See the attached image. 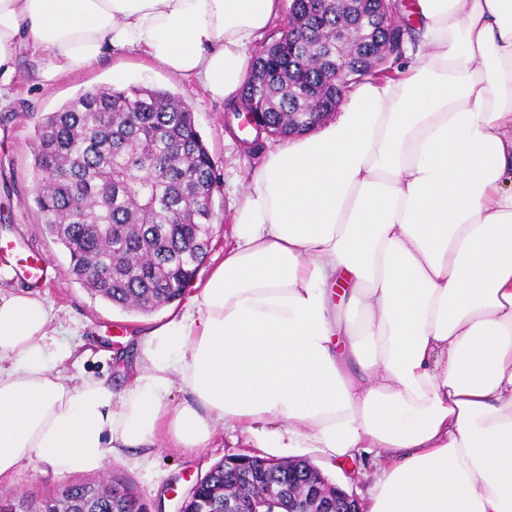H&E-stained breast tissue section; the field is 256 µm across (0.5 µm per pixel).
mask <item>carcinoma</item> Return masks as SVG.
I'll return each mask as SVG.
<instances>
[{"mask_svg":"<svg viewBox=\"0 0 512 512\" xmlns=\"http://www.w3.org/2000/svg\"><path fill=\"white\" fill-rule=\"evenodd\" d=\"M381 0H320L321 23L309 25L303 0H291L287 29L259 51L242 86L237 112L261 104L270 133L288 136L299 112L319 111L332 96L327 64L303 60L288 67V36L303 45L336 51L352 36L346 61L375 80L369 53L393 51L389 27L360 36L358 5ZM35 203L51 236L69 253L71 273L94 294L125 311L150 313L181 298L210 248L217 176L179 96L158 88L97 87L47 113L34 133ZM299 497L325 485L307 459H248L216 463L184 501L185 512H224V499L246 504L270 485ZM149 512V505L120 479L109 487L72 483L42 498L0 494V512Z\"/></svg>","mask_w":512,"mask_h":512,"instance_id":"1","label":"carcinoma"}]
</instances>
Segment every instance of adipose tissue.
Masks as SVG:
<instances>
[{
    "label": "adipose tissue",
    "mask_w": 512,
    "mask_h": 512,
    "mask_svg": "<svg viewBox=\"0 0 512 512\" xmlns=\"http://www.w3.org/2000/svg\"><path fill=\"white\" fill-rule=\"evenodd\" d=\"M282 10L0 0V97L24 47L50 54L47 86L130 49L230 99ZM412 10L413 61L269 153L223 261L138 336L129 388L62 375L45 299L0 295V483L194 452L220 421L332 463L370 455L367 512H512V0Z\"/></svg>",
    "instance_id": "1"
}]
</instances>
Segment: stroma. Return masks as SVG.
I'll list each match as a JSON object with an SVG mask.
<instances>
[{"label": "stroma", "mask_w": 512, "mask_h": 512, "mask_svg": "<svg viewBox=\"0 0 512 512\" xmlns=\"http://www.w3.org/2000/svg\"><path fill=\"white\" fill-rule=\"evenodd\" d=\"M50 61L48 54H19L16 74L9 87L8 102L0 107V291L37 289L53 306L56 322L78 330V343L88 354L79 373L107 379L113 390L130 383L136 357L135 337L146 327L163 320L171 311L163 306L147 314H134L112 306L69 273L70 257L49 235L34 196L36 172L33 138L37 122L57 110L83 90L99 86H144L171 91L182 97L194 113L199 130L213 159L218 187L213 196V237L210 251L195 275L205 280L224 258L231 242L232 196L230 184L245 180L258 168L266 152L275 148L277 138L265 139L260 151H244L225 125L228 104L210 98L195 84L173 80L159 68L142 66L132 50L114 51L94 68L60 74L51 86H43L39 73ZM47 258L48 270L41 284L28 281L21 266L31 251ZM232 454H249L275 459L306 458L317 465L334 483L344 484L359 500H366L373 482V466L357 455L333 467L313 448H266L260 434L220 429L206 448L188 453L179 448H155L151 461L142 466L116 460L104 471L106 477H120L151 506V512H178L194 483L210 468ZM42 463L22 465L11 483L0 491L14 495H55L71 483Z\"/></svg>", "instance_id": "1"}]
</instances>
